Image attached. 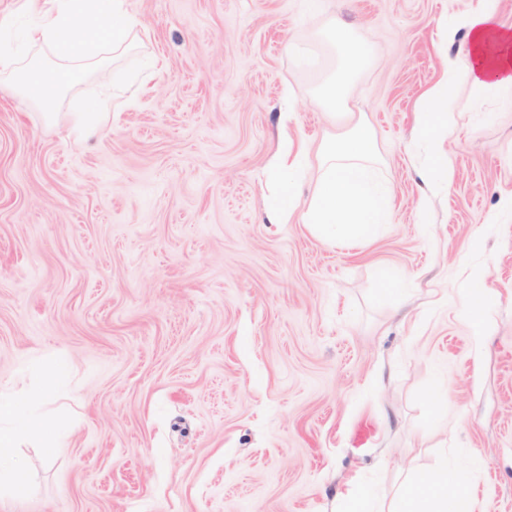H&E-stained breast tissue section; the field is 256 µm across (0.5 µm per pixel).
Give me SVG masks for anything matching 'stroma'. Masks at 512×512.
<instances>
[{
	"mask_svg": "<svg viewBox=\"0 0 512 512\" xmlns=\"http://www.w3.org/2000/svg\"><path fill=\"white\" fill-rule=\"evenodd\" d=\"M475 3L330 0L374 51L349 98L392 194L353 246L265 207L283 131L314 151L342 130L313 105L336 54L299 0H127L146 35L55 119L0 92V385L66 363L0 512H390L444 465L512 512V109L463 83L451 132L415 121ZM116 71L134 93L76 143L68 113ZM433 139L454 175L431 188Z\"/></svg>",
	"mask_w": 512,
	"mask_h": 512,
	"instance_id": "1",
	"label": "stroma"
}]
</instances>
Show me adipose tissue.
<instances>
[{
  "label": "adipose tissue",
  "mask_w": 512,
  "mask_h": 512,
  "mask_svg": "<svg viewBox=\"0 0 512 512\" xmlns=\"http://www.w3.org/2000/svg\"><path fill=\"white\" fill-rule=\"evenodd\" d=\"M456 24L466 31L463 60L447 62L442 77L419 99L416 123L425 133L438 125L450 126L448 104L457 78L482 92H512V25L500 21L498 0H477ZM44 427L43 420L19 407L14 395L0 392V492L25 494L26 468L16 450ZM395 512H474V503L463 481L450 478L443 468L411 496L400 498Z\"/></svg>",
  "instance_id": "adipose-tissue-1"
}]
</instances>
